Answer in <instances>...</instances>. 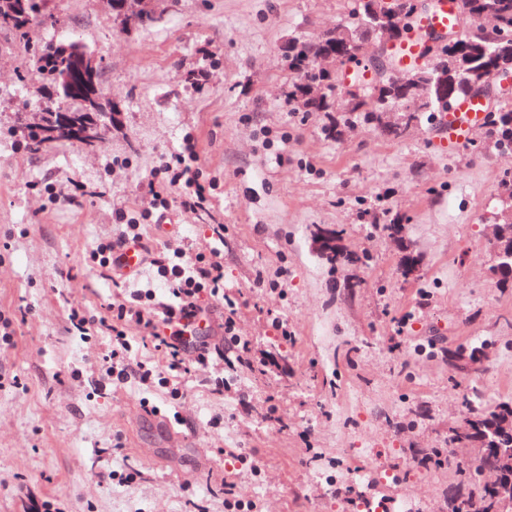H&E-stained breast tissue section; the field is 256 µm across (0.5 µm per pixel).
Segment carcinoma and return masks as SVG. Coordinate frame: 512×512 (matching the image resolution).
<instances>
[{
    "mask_svg": "<svg viewBox=\"0 0 512 512\" xmlns=\"http://www.w3.org/2000/svg\"><path fill=\"white\" fill-rule=\"evenodd\" d=\"M115 2L118 7L113 9V14L121 18L122 24L126 27L131 24L138 25L137 14L133 10L134 0ZM49 18L47 0H0V30L12 33L24 55L31 58L35 67L33 73L58 87L64 76L80 73V48L75 44L54 47L36 40L33 36L34 25L46 24ZM464 18L470 20V27L457 36V45L452 49L444 46L436 53L440 59L449 61L448 101L441 107L435 106L432 98L421 103L410 98L395 99L386 76L373 80L369 88L356 95H347L344 87L345 73L328 74L313 64L316 57L329 50L338 53L355 51L354 47L343 45L334 35L297 41L288 47V69L297 74V80L289 86L288 101L295 105L298 112H328L337 103V110L344 113L345 120L361 117L385 128L394 137L402 138L409 132L410 126H384L381 115L387 107L409 111V120L414 122L424 117L432 121L464 95L462 81L489 82L493 77L496 58L502 53L512 56V40L498 41L500 33H512V0H472L469 12ZM60 105L72 113L93 109L104 112L110 109L112 102L105 99L103 92L96 91L94 85L89 84L81 91H68L57 95L52 109L55 110ZM24 131L25 146L33 153L47 147L70 143L68 139H50L39 128L29 124L24 126ZM485 141L492 144L497 151H512L511 103L496 107V111L488 115ZM476 445L485 448L484 455L468 466L456 462L448 451L452 446ZM511 445L512 441L509 439L486 441L479 431L453 432L448 436V447L428 450L431 464L455 469L470 487L468 498L448 499V512H492L495 490L482 482L480 473L486 468L496 466L499 448Z\"/></svg>",
    "mask_w": 512,
    "mask_h": 512,
    "instance_id": "1",
    "label": "carcinoma"
}]
</instances>
